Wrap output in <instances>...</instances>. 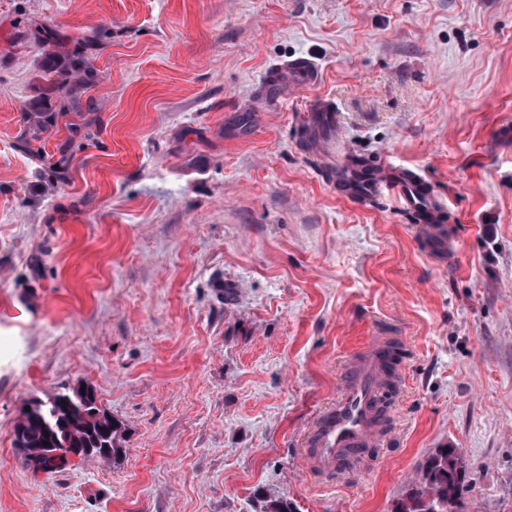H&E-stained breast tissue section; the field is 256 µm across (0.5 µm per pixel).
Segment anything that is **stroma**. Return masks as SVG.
Returning <instances> with one entry per match:
<instances>
[{
  "label": "stroma",
  "mask_w": 512,
  "mask_h": 512,
  "mask_svg": "<svg viewBox=\"0 0 512 512\" xmlns=\"http://www.w3.org/2000/svg\"><path fill=\"white\" fill-rule=\"evenodd\" d=\"M508 126L512 0H0V512H392L444 447L465 512H512ZM349 158L427 185L443 255ZM376 336L390 432L317 480L300 437ZM81 384L121 452L33 472L24 407ZM58 69V70H57ZM77 73L80 75L78 81L73 84L68 92L69 103L67 106H63V111H80V99L82 94L85 92L87 88H90L96 81L95 71L85 67L83 60L81 59H73L66 58L64 62L60 65H55V70L48 69L45 71L46 79L49 81H56V78L53 76H48L50 73H56L60 75L62 81L60 84H63V80L70 73Z\"/></svg>",
  "instance_id": "1"
}]
</instances>
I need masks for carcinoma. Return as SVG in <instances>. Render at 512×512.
Returning <instances> with one entry per match:
<instances>
[{
  "instance_id": "obj_1",
  "label": "carcinoma",
  "mask_w": 512,
  "mask_h": 512,
  "mask_svg": "<svg viewBox=\"0 0 512 512\" xmlns=\"http://www.w3.org/2000/svg\"><path fill=\"white\" fill-rule=\"evenodd\" d=\"M52 72L63 79L72 72L79 74L63 110H81L80 99L95 84V71L81 59L66 58L56 70L45 71L49 81L54 80ZM95 399L91 388L85 395L73 389L48 395L31 406V415L15 427V446L23 451L34 471L49 468L55 473L72 465L71 448H91L94 456L101 448L109 449L111 455L119 451V426ZM466 484L459 449L439 448L426 459L418 481L396 502L393 512H463Z\"/></svg>"
}]
</instances>
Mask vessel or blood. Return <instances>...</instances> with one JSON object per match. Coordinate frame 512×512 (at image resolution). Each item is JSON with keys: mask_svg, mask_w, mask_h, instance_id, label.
<instances>
[{"mask_svg": "<svg viewBox=\"0 0 512 512\" xmlns=\"http://www.w3.org/2000/svg\"><path fill=\"white\" fill-rule=\"evenodd\" d=\"M343 185L347 196L362 200L393 190L424 224L437 252L445 251L447 232L437 224L439 212L429 199L427 187L415 176L349 173ZM395 356L394 341L380 336L347 371L336 401L320 413L305 439L303 452L312 475L332 477L338 471L357 467L366 449L378 443L389 411L386 395L396 382Z\"/></svg>", "mask_w": 512, "mask_h": 512, "instance_id": "vessel-or-blood-1", "label": "vessel or blood"}]
</instances>
